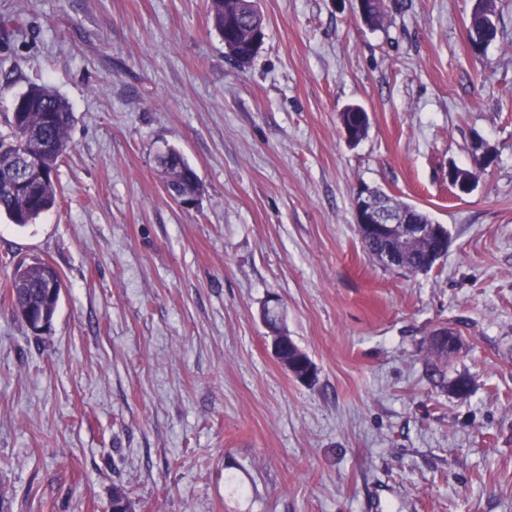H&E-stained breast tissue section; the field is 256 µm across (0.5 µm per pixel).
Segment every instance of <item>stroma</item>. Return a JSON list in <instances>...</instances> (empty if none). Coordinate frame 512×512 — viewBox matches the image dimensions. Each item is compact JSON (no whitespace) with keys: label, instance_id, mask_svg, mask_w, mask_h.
<instances>
[{"label":"stroma","instance_id":"1","mask_svg":"<svg viewBox=\"0 0 512 512\" xmlns=\"http://www.w3.org/2000/svg\"><path fill=\"white\" fill-rule=\"evenodd\" d=\"M384 3L372 29L356 0H259L240 67L207 0H0V131L33 84L73 112L61 207L0 216V512H111L118 486L132 512H512V0L479 58L475 0ZM364 187L448 228L430 271L363 250ZM36 261L64 283L39 335L8 290ZM272 298L314 384L272 353ZM442 327L461 346L437 369ZM168 158L171 159L169 166L161 168L166 175V189L169 195L175 200L174 193L203 192L197 174L185 160L183 155L175 148H167ZM192 178H195L193 181Z\"/></svg>","mask_w":512,"mask_h":512}]
</instances>
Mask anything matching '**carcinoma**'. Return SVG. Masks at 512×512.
<instances>
[{
  "label": "carcinoma",
  "mask_w": 512,
  "mask_h": 512,
  "mask_svg": "<svg viewBox=\"0 0 512 512\" xmlns=\"http://www.w3.org/2000/svg\"><path fill=\"white\" fill-rule=\"evenodd\" d=\"M489 2L476 0L466 23V39L474 54L484 53L497 37L498 29ZM209 13L219 35L235 40L239 51L236 63L243 67L250 64L258 52L253 45V31L258 24L255 19L242 15L240 0H209ZM384 16L383 4L367 0L365 25L374 29L381 25ZM71 123L72 111L68 102L46 86H31L15 98L8 119L9 131L0 133V214H6L13 224L24 227L58 205L59 166L69 148ZM28 136L50 143L51 148L43 154L42 173L32 188L9 189L5 183L6 171L12 168L13 156L29 144ZM167 154L171 162L162 168L167 192L171 195L203 192V185L183 155L173 147L167 148ZM361 241L364 250L379 262L383 261L385 252L395 257V262L389 265L395 270L420 272L429 255L438 258L443 255L440 244L433 238L397 236L379 242L363 237ZM61 287L63 283L58 272L47 262L16 267L9 282L14 312L19 317L29 310L43 312L48 321H53L60 294L51 289ZM471 387L472 380L467 375H459L447 385L448 391L459 398L467 396Z\"/></svg>",
  "instance_id": "obj_1"
}]
</instances>
